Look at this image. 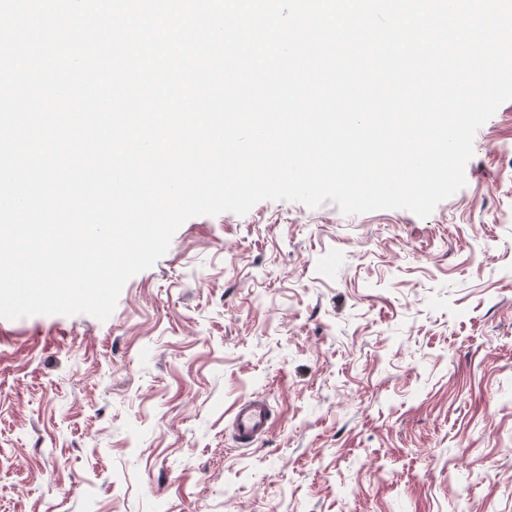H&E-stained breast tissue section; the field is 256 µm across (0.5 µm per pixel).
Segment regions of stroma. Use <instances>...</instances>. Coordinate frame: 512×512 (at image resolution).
Listing matches in <instances>:
<instances>
[{"label": "stroma", "instance_id": "obj_1", "mask_svg": "<svg viewBox=\"0 0 512 512\" xmlns=\"http://www.w3.org/2000/svg\"><path fill=\"white\" fill-rule=\"evenodd\" d=\"M465 176L196 216L106 321L0 318V512H512V101ZM270 418V407L264 397L249 396L234 408L232 427L241 446L251 447L264 436Z\"/></svg>", "mask_w": 512, "mask_h": 512}]
</instances>
